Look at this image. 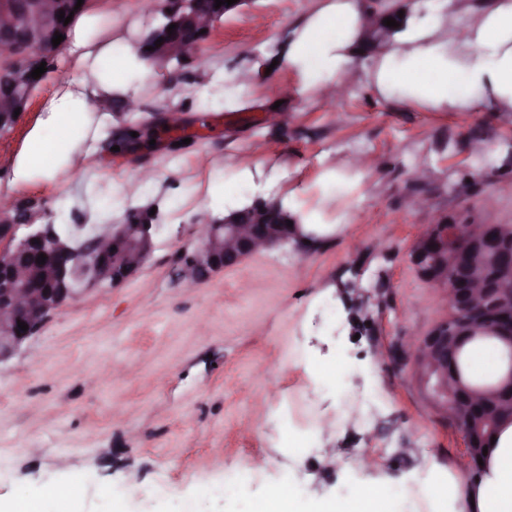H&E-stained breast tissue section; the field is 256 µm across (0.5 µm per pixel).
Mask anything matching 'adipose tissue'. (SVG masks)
<instances>
[{
    "mask_svg": "<svg viewBox=\"0 0 512 512\" xmlns=\"http://www.w3.org/2000/svg\"><path fill=\"white\" fill-rule=\"evenodd\" d=\"M107 18L82 16L69 49L83 80L62 84L30 129L12 167L11 185L66 173L87 139L104 137L101 101L126 93L147 66L127 43H101ZM289 67L310 91L356 75L386 100L467 115L483 109L512 112V0L476 9L468 0H412L389 38L370 47L360 0H336L296 28L288 42ZM512 354L497 340L470 345L466 366L491 380L505 376ZM446 512H512V420H504L478 480L434 481ZM391 490L367 485L322 512H389Z\"/></svg>",
    "mask_w": 512,
    "mask_h": 512,
    "instance_id": "1",
    "label": "adipose tissue"
}]
</instances>
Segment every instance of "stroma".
Masks as SVG:
<instances>
[{"instance_id":"obj_1","label":"stroma","mask_w":512,"mask_h":512,"mask_svg":"<svg viewBox=\"0 0 512 512\" xmlns=\"http://www.w3.org/2000/svg\"><path fill=\"white\" fill-rule=\"evenodd\" d=\"M334 2L250 0L192 58L152 65L139 115L184 112L186 144L163 132L133 152L104 142L61 178L10 188L28 129L75 73L64 51L0 134V195L27 223L157 226L134 278L85 287L0 359L1 504L78 474L82 512H246L276 487L322 503L372 482L391 486L397 512H434L432 478L458 468L463 436L412 362L377 361L372 347L417 340L446 313L409 263L423 225L512 224V114L462 119L353 83L301 92L288 32ZM91 8L111 13L121 43L161 20L151 0ZM239 73L251 81L232 82ZM273 85L292 91L285 129L265 120ZM259 197L323 224L316 248L276 247L186 284L177 258L199 241L196 216ZM381 280L361 322L358 294Z\"/></svg>"}]
</instances>
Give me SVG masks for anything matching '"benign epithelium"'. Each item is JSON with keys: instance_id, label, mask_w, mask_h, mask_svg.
Instances as JSON below:
<instances>
[{"instance_id": "7a95c632", "label": "benign epithelium", "mask_w": 512, "mask_h": 512, "mask_svg": "<svg viewBox=\"0 0 512 512\" xmlns=\"http://www.w3.org/2000/svg\"><path fill=\"white\" fill-rule=\"evenodd\" d=\"M92 0H0V133L11 129L25 111L40 79L30 77L41 62L50 61L67 44H52L55 33L69 37L80 15ZM246 0L215 7V0H163L159 10L165 22L151 29L140 43V55L156 60L189 57L214 23ZM73 14L69 23L59 11ZM174 32H168L170 25ZM160 46H155L159 38ZM154 50L148 51L146 47ZM186 125L176 110L156 112L149 120L125 127L113 144L133 150L158 129H182ZM137 136H131V133ZM195 223L203 231L199 245L184 253L181 278L199 283L216 270L229 268L244 257L293 241L319 240L318 233L301 232L280 219L277 200H259L230 212L222 219L200 215ZM19 225L0 224V357L22 343L44 317L61 307L87 284L119 286L135 276L154 248V225L142 220L107 224L95 236L79 244L68 228L43 224L17 236ZM46 255L43 268L47 284L36 280L38 269L20 261L24 256ZM410 262L426 283L443 290L446 315L418 341L404 347L424 380L436 405L462 432L465 451L462 464L471 477L479 476L478 459L489 446L490 436L504 414L512 415V366L492 390L464 381L453 366L457 350L470 337L496 335L512 347V225L460 223L440 217L423 227L410 248ZM28 325L27 330L18 323Z\"/></svg>"}]
</instances>
